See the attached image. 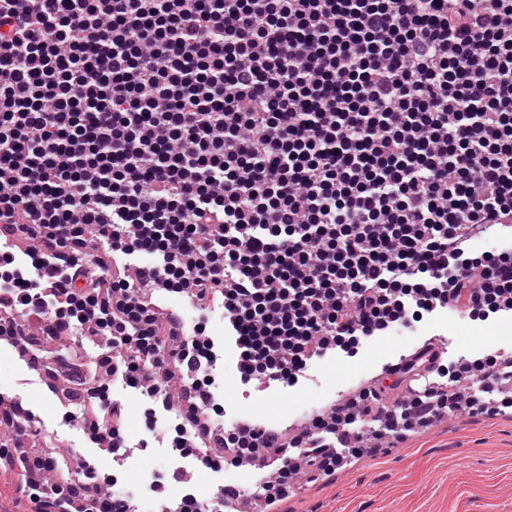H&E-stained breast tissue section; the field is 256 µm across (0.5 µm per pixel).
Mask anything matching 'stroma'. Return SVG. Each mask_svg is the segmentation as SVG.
<instances>
[{
    "mask_svg": "<svg viewBox=\"0 0 512 512\" xmlns=\"http://www.w3.org/2000/svg\"><path fill=\"white\" fill-rule=\"evenodd\" d=\"M434 336L446 337L448 361L473 360L491 352L512 355V315L486 321L437 310L415 329L390 333L366 343L358 356L336 353L313 358L309 378L288 386L280 382L243 383L231 348L221 350L214 374L216 396L224 407L223 425L253 416L286 429L324 408L341 392L378 376L385 363L421 347ZM0 394L22 395L24 408L40 419L30 440H41L86 459L98 473L111 472V459L89 436L66 425L59 408L62 391L52 389L13 350L0 348ZM111 397L127 403L126 442L137 445V457L121 482L154 470L172 472L166 448L157 441L162 422L154 420L137 389L122 384ZM196 492L211 497L218 481L255 491V474L224 465L213 470L189 460ZM275 512H512V412L492 410L472 415L458 410L450 420L412 428L401 438L379 440L346 457L342 471L292 485Z\"/></svg>",
    "mask_w": 512,
    "mask_h": 512,
    "instance_id": "stroma-1",
    "label": "stroma"
}]
</instances>
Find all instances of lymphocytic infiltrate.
Instances as JSON below:
<instances>
[{"instance_id":"obj_1","label":"lymphocytic infiltrate","mask_w":512,"mask_h":512,"mask_svg":"<svg viewBox=\"0 0 512 512\" xmlns=\"http://www.w3.org/2000/svg\"><path fill=\"white\" fill-rule=\"evenodd\" d=\"M512 224V0H0V337H108L98 366L136 389L191 384L209 420L215 342L143 290L220 309L242 380L298 383L329 351L411 328L440 307L512 312V249L470 241ZM32 242L35 275L14 265ZM443 367L422 346L392 378L294 436L259 422L224 434L267 456L275 502L297 457L327 474L381 398ZM83 429L122 440L126 407L93 391ZM484 397L427 390L384 417L402 430ZM30 500L127 512L120 495L47 482L13 456Z\"/></svg>"}]
</instances>
